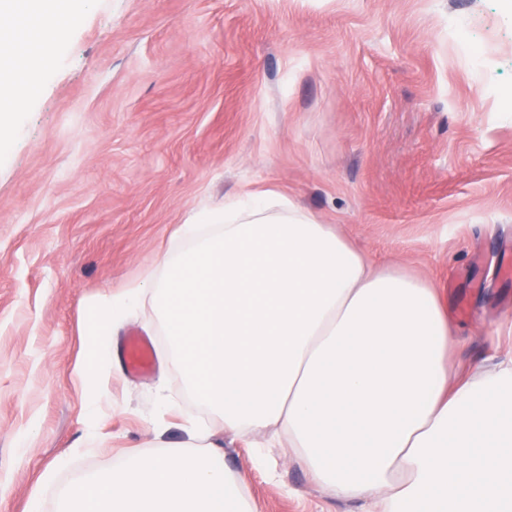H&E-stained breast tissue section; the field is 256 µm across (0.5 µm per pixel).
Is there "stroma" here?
<instances>
[{
  "mask_svg": "<svg viewBox=\"0 0 512 512\" xmlns=\"http://www.w3.org/2000/svg\"><path fill=\"white\" fill-rule=\"evenodd\" d=\"M486 48L468 64L453 24ZM0 153V512L209 425L259 512H352L287 443L236 434L157 370L113 371L87 450L90 301L139 280L197 208L274 189L437 288L458 373L512 359V0H89ZM173 403L169 411L160 396Z\"/></svg>",
  "mask_w": 512,
  "mask_h": 512,
  "instance_id": "1",
  "label": "stroma"
}]
</instances>
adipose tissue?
<instances>
[{
	"label": "adipose tissue",
	"instance_id": "obj_1",
	"mask_svg": "<svg viewBox=\"0 0 512 512\" xmlns=\"http://www.w3.org/2000/svg\"><path fill=\"white\" fill-rule=\"evenodd\" d=\"M86 0H0V149L46 66L47 20L79 25ZM31 21L15 51L16 21ZM150 304L188 392L247 433L274 428L316 484L374 512H512V361L448 368L453 339L435 288L370 261L274 190L250 191L181 224L133 285L93 299L85 335L90 426L118 358L115 325Z\"/></svg>",
	"mask_w": 512,
	"mask_h": 512
}]
</instances>
